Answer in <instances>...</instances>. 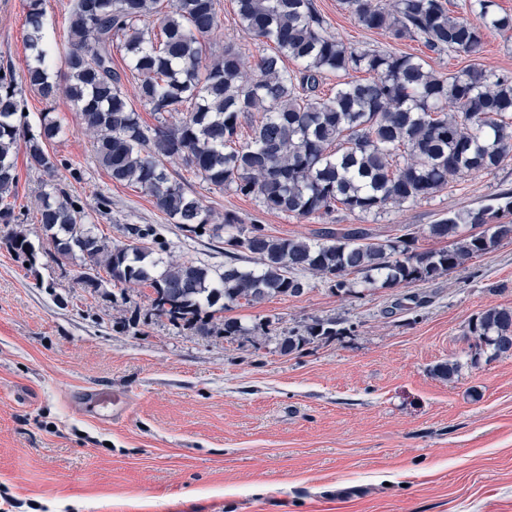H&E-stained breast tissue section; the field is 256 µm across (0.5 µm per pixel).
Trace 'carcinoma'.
<instances>
[{
	"label": "carcinoma",
	"mask_w": 512,
	"mask_h": 512,
	"mask_svg": "<svg viewBox=\"0 0 512 512\" xmlns=\"http://www.w3.org/2000/svg\"><path fill=\"white\" fill-rule=\"evenodd\" d=\"M235 2L241 27L275 45L251 75L243 47L215 50L219 0H74L61 57L42 0H27L32 62L20 79L0 66V223L18 220L9 199L18 193L19 147L31 169L53 173L61 165L47 144L63 133L62 124L49 112L36 131L22 122V82L47 102L68 97L112 181L136 186L173 223L224 244L227 261L213 269L164 258L166 245L150 226L134 234L158 252L113 246L98 235L85 205L59 186L43 194L38 208L50 258L85 260L78 276L83 288L97 291L106 280L151 288V311L202 336L243 335L234 319L214 323L216 314L242 300L253 305L298 296L308 287L302 273L338 291L358 282L408 286L435 280L512 236V221L505 220L512 191L429 225V236L447 246L425 251L417 250L412 233L372 242L361 227L326 229L312 243L274 237L255 224L246 230L229 214L217 223L165 162H178L216 189L252 196L267 210L309 218L339 209L378 213L427 199L451 179L490 173L512 155L511 73L473 64L439 78L421 57L344 44L327 31L313 0ZM343 4L366 29L394 40L420 38L431 51L475 60L484 52L483 30L512 29V15L497 13L492 0H469L470 20L451 16L442 0H395L391 9L379 0ZM115 49L128 60L139 102L157 124L142 123L122 91V73L112 66ZM286 58L298 68H286ZM351 71L370 78L350 81ZM328 74L336 75V91L324 98L318 88ZM245 124L252 136L240 144ZM5 245L19 258L35 257L23 228L12 230ZM245 255L258 267L239 265ZM345 332L336 320L313 319L277 345L289 354ZM465 335L475 338L473 363L511 356L512 308L484 310L469 320Z\"/></svg>",
	"instance_id": "carcinoma-1"
}]
</instances>
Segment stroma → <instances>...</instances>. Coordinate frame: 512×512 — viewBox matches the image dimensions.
Listing matches in <instances>:
<instances>
[{
	"mask_svg": "<svg viewBox=\"0 0 512 512\" xmlns=\"http://www.w3.org/2000/svg\"><path fill=\"white\" fill-rule=\"evenodd\" d=\"M313 3L344 43L424 58L443 77L471 63L365 29L341 0ZM220 11L217 45H240L253 60L273 51L242 30L235 0H220ZM25 15L26 0H0V66L18 73L30 60ZM23 97L31 127L45 112L66 127L47 146L66 167L51 178L17 154L15 213L33 265L0 242V491L15 499L11 512H512V356L471 365L465 335L473 316L512 308V237L430 282L339 292L313 279L297 297L228 307L246 337L199 336L153 314L149 288H82L77 263L46 256L37 206L52 180L93 210L99 194L111 197L92 221L112 244L131 243L129 225L150 224L176 259L225 261L209 237L110 180L66 97ZM168 168L216 216L245 227L309 240L339 224L376 241L411 231L422 250L437 246L429 224L512 190L511 156L377 215L300 219ZM313 318L348 331L289 355L250 339L261 323L280 333ZM448 360L461 365L450 383L432 373ZM101 388L128 394L130 413L87 411L80 396Z\"/></svg>",
	"mask_w": 512,
	"mask_h": 512,
	"instance_id": "stroma-1",
	"label": "stroma"
}]
</instances>
